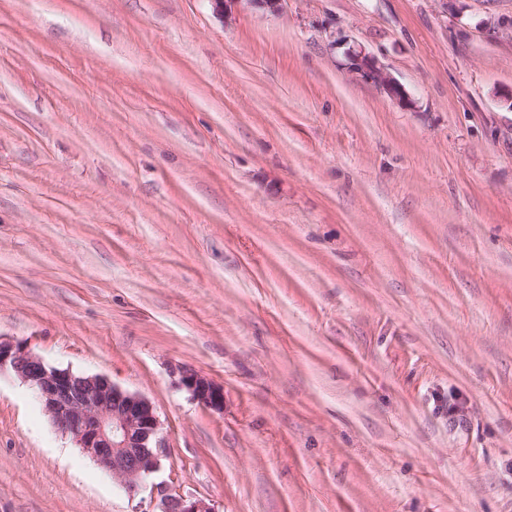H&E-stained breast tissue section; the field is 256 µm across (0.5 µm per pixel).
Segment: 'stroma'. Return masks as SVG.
<instances>
[{
  "mask_svg": "<svg viewBox=\"0 0 512 512\" xmlns=\"http://www.w3.org/2000/svg\"><path fill=\"white\" fill-rule=\"evenodd\" d=\"M0 339L166 446L1 374L0 512H512V0H0ZM353 71L362 78L384 90L390 97L405 107L414 105L406 89L386 73L376 60L362 51L353 53L350 57ZM5 371L34 387L57 430L128 492L158 470L160 422L147 399L102 376L51 367L27 347L0 339V375ZM181 386L198 404L216 411L224 410V388L195 369L179 370ZM161 504L159 512H215L204 499L188 498L178 493L163 494Z\"/></svg>",
  "mask_w": 512,
  "mask_h": 512,
  "instance_id": "35a3bbf8",
  "label": "stroma"
}]
</instances>
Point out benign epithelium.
<instances>
[{
	"label": "benign epithelium",
	"mask_w": 512,
	"mask_h": 512,
	"mask_svg": "<svg viewBox=\"0 0 512 512\" xmlns=\"http://www.w3.org/2000/svg\"><path fill=\"white\" fill-rule=\"evenodd\" d=\"M351 66L365 80L405 107L414 105L406 89L365 53L351 55ZM8 371L34 387L60 432L112 473L128 492L139 490L160 466V422L147 399L98 375H78L47 365L25 346L0 339V373ZM181 386L198 404L224 410V388L195 369L179 370ZM161 512H214L203 499L178 493L162 496Z\"/></svg>",
	"instance_id": "benign-epithelium-1"
}]
</instances>
